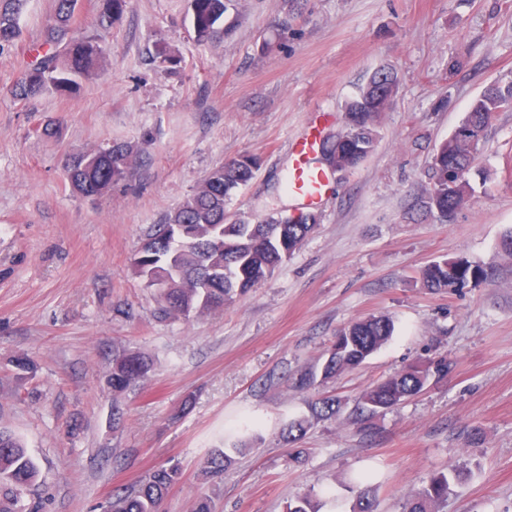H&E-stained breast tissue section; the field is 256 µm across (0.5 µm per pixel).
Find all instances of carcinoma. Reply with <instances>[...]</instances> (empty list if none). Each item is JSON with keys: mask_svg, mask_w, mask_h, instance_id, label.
<instances>
[{"mask_svg": "<svg viewBox=\"0 0 512 512\" xmlns=\"http://www.w3.org/2000/svg\"><path fill=\"white\" fill-rule=\"evenodd\" d=\"M25 0H0V54L12 50L21 36L20 12ZM78 0H55V25L43 43L33 49L27 80L15 95L27 99L39 94L49 81L62 85L57 76L63 63L71 60L80 69L91 59L93 45L72 35ZM221 0H197L196 21L202 29L213 24ZM512 104V81L489 86L471 104L455 133L436 149L429 184L413 209L448 218L461 207L472 191L467 179L474 152L478 149L494 115ZM389 107L386 99L366 90L346 103L345 126L336 139L324 146L328 166L344 173L356 169L372 152L375 130ZM132 150L116 143L96 152L73 154L65 169L72 191L81 196H101L123 179L131 167ZM256 162L249 155L213 168L193 194L170 212L143 240L132 262L139 280L155 282L158 311L164 317L188 320L224 308V302L247 294L273 274L313 232L314 213L272 217L265 224L231 219L226 204L253 177ZM425 287L456 291L489 278L480 266L461 259H442L420 272ZM394 325L385 316H370L344 327L333 345L322 354L320 367L305 371L293 382L298 391H309L362 365L391 338ZM152 361L136 351H115L108 385L118 398L147 380ZM448 372V362L418 361L383 382L367 388L355 408L353 424L368 431L366 423L378 414L422 392L431 377ZM312 417L329 419L336 415V396L321 395L311 404ZM306 418L292 419L282 436L293 443L310 427ZM242 437L228 448L213 449L203 475L218 477L231 465L233 455L244 453L259 438L251 420L239 426ZM38 471L21 441L0 430V512H22L17 508L22 491L35 484ZM181 479L180 467L172 464L151 472L132 490L113 494L106 512H162L169 489ZM460 480L455 471L433 477L427 486L406 496L402 512H438L436 505L447 500L452 486ZM321 503L303 495L288 503L287 512H320Z\"/></svg>", "mask_w": 512, "mask_h": 512, "instance_id": "carcinoma-1", "label": "carcinoma"}]
</instances>
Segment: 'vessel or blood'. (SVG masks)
Here are the masks:
<instances>
[{
  "label": "vessel or blood",
  "instance_id": "vessel-or-blood-1",
  "mask_svg": "<svg viewBox=\"0 0 512 512\" xmlns=\"http://www.w3.org/2000/svg\"><path fill=\"white\" fill-rule=\"evenodd\" d=\"M320 147L321 132L316 129L296 140L290 153L288 192L309 209L322 201L334 183L332 173L313 162Z\"/></svg>",
  "mask_w": 512,
  "mask_h": 512
}]
</instances>
